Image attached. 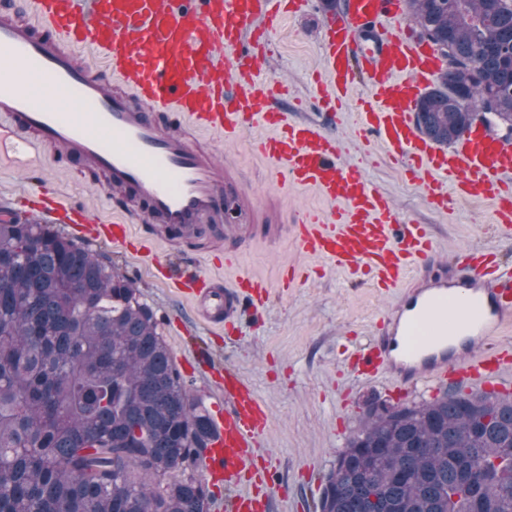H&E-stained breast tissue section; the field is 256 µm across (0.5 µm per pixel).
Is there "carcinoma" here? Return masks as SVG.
Wrapping results in <instances>:
<instances>
[{"mask_svg":"<svg viewBox=\"0 0 512 512\" xmlns=\"http://www.w3.org/2000/svg\"><path fill=\"white\" fill-rule=\"evenodd\" d=\"M452 68L416 105L440 144L512 127V0H404ZM210 419L154 309L105 258L0 220V512H204ZM319 512H512V394L365 404Z\"/></svg>","mask_w":512,"mask_h":512,"instance_id":"1","label":"carcinoma"}]
</instances>
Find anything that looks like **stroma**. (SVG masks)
<instances>
[{"label":"stroma","instance_id":"35a3bbf8","mask_svg":"<svg viewBox=\"0 0 512 512\" xmlns=\"http://www.w3.org/2000/svg\"><path fill=\"white\" fill-rule=\"evenodd\" d=\"M336 13L327 0H307L269 38L273 56L266 73L287 81L286 103L297 118L314 122L323 118L314 76L324 66L323 26ZM331 132L342 160L359 165L370 185L388 195L414 223L425 225L438 247L439 261L473 247L497 250L502 262L512 264V247H504L498 237L492 203L452 200L447 211H435L426 202L425 189L411 182L371 135L359 133L352 119L332 126ZM263 133L256 127L231 142L214 138L210 148L217 162L228 160L236 166L242 189L256 202L279 198L285 224H292L298 209L329 214L331 203L315 190L280 180L254 146ZM40 181L54 185L64 198L86 205L94 214L112 213L109 193L75 163L55 159L34 171L0 166V219L8 213L25 215L23 194ZM81 245L111 260L154 308L170 356L193 396L206 404L222 397L219 373L194 365L197 352L209 351L265 402L270 418L260 453L271 458L272 480L283 488L272 498L269 512H317L338 453L360 428L364 401L397 402L381 381L358 378L350 366L355 350L368 342L382 314L395 302V291L374 287L369 277L300 251L289 235L274 243L245 242L230 265L202 244L188 255L173 245L157 246L155 261L227 280L251 276L271 284L267 304L245 312L237 329H211L193 317L189 301L177 288L155 278L153 261L137 253L138 238L123 244L85 239ZM289 267L297 269L299 278L285 286L281 277Z\"/></svg>","mask_w":512,"mask_h":512}]
</instances>
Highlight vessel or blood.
<instances>
[{"mask_svg": "<svg viewBox=\"0 0 512 512\" xmlns=\"http://www.w3.org/2000/svg\"><path fill=\"white\" fill-rule=\"evenodd\" d=\"M305 2L37 0L33 20L19 0H0V162L75 160L125 200L111 217H98L40 186L34 216L83 233L121 241L145 218L148 241L185 246L220 217L224 232L212 238L211 250L225 262L246 238L274 240L290 231L300 251L373 273L378 287L399 289L400 300L354 359L362 376L388 377L394 396L511 388L512 352L493 340L512 322V267L477 249L438 262L425 228L405 220L357 165L340 161L328 128L340 119L337 104L365 86L356 126L373 134L411 181L424 184L430 205L447 210L452 195L492 202L511 237L512 143L477 123L448 150L419 134L413 110L439 65L434 51L402 28V0H350V19H327L325 65L316 79L324 120L289 117L275 103L287 85L264 75L262 39ZM356 22L378 30L372 45L357 41ZM20 68L66 90L78 115L34 99L14 79ZM258 124L266 130L258 152L290 183L331 202L329 215L299 211L292 225L281 224L276 205L251 202L235 170L216 163L197 139L203 132L229 140ZM159 272L213 328L268 296L267 283L251 277L227 282L167 264ZM209 416L205 461L213 481L237 486L254 476L266 486L260 499L235 495L227 512H262L275 492L258 453L267 406L228 368L224 399Z\"/></svg>", "mask_w": 512, "mask_h": 512, "instance_id": "vessel-or-blood-1", "label": "vessel or blood"}]
</instances>
